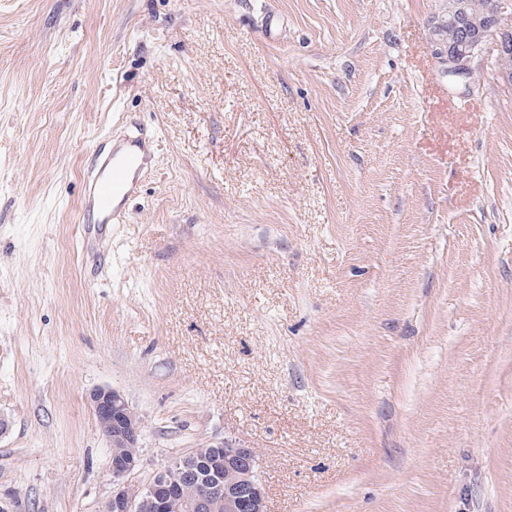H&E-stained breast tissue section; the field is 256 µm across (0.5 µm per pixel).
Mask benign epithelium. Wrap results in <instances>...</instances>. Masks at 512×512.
Listing matches in <instances>:
<instances>
[{"instance_id": "1", "label": "benign epithelium", "mask_w": 512, "mask_h": 512, "mask_svg": "<svg viewBox=\"0 0 512 512\" xmlns=\"http://www.w3.org/2000/svg\"><path fill=\"white\" fill-rule=\"evenodd\" d=\"M448 22L465 30L462 41L448 38L442 43L432 39L436 57L452 78L472 79L474 60L492 42L496 49L498 75L512 84V69L502 60L512 55V0H493L482 15H471L466 0H447ZM89 405L100 432L110 448H137L141 422L126 399L117 391L99 388L89 397ZM214 462H197L194 452L158 469L139 494L132 493L130 477L139 470L141 458L111 453L112 496L104 512H176L181 485L196 488L191 504L193 512H214L219 504L225 512H266L265 493L259 479V455L256 449L227 440L212 446ZM233 470L238 480L223 482L221 468Z\"/></svg>"}]
</instances>
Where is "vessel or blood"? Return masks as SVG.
<instances>
[{
    "label": "vessel or blood",
    "mask_w": 512,
    "mask_h": 512,
    "mask_svg": "<svg viewBox=\"0 0 512 512\" xmlns=\"http://www.w3.org/2000/svg\"><path fill=\"white\" fill-rule=\"evenodd\" d=\"M150 140L144 133L127 137L122 147L113 149L102 164L93 166L82 208L96 223L120 218L122 205L136 194L141 172L152 162Z\"/></svg>",
    "instance_id": "obj_1"
}]
</instances>
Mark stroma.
I'll return each instance as SVG.
<instances>
[{
	"instance_id": "stroma-1",
	"label": "stroma",
	"mask_w": 512,
	"mask_h": 512,
	"mask_svg": "<svg viewBox=\"0 0 512 512\" xmlns=\"http://www.w3.org/2000/svg\"><path fill=\"white\" fill-rule=\"evenodd\" d=\"M445 0H0V512L235 440L267 512H512V84ZM153 131L117 224L99 148ZM89 405L112 450L120 448L125 453L139 451L141 422L119 392L109 388L96 389L90 394Z\"/></svg>"
}]
</instances>
